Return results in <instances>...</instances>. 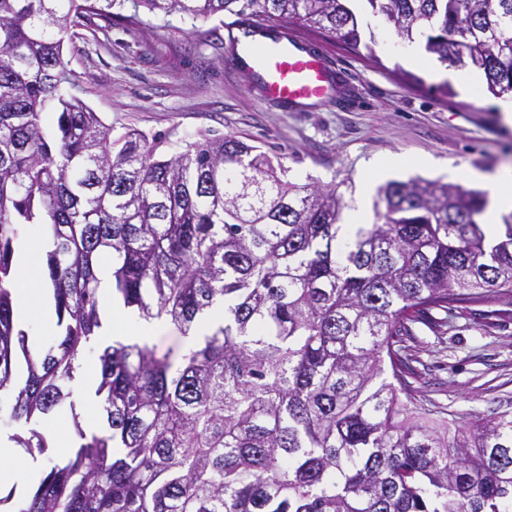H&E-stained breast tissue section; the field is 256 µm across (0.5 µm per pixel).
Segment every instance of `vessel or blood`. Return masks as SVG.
Masks as SVG:
<instances>
[{
  "instance_id": "b4317fda",
  "label": "vessel or blood",
  "mask_w": 512,
  "mask_h": 512,
  "mask_svg": "<svg viewBox=\"0 0 512 512\" xmlns=\"http://www.w3.org/2000/svg\"><path fill=\"white\" fill-rule=\"evenodd\" d=\"M234 49L240 68L258 77L274 100L304 104L322 98L330 87L327 60L315 47L276 38L246 23Z\"/></svg>"
}]
</instances>
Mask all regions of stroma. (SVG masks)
I'll return each instance as SVG.
<instances>
[{
    "instance_id": "1",
    "label": "stroma",
    "mask_w": 512,
    "mask_h": 512,
    "mask_svg": "<svg viewBox=\"0 0 512 512\" xmlns=\"http://www.w3.org/2000/svg\"><path fill=\"white\" fill-rule=\"evenodd\" d=\"M353 9L370 49L354 51L329 37L288 24L290 38L315 45L334 75L332 92L298 112L266 97L232 57L243 16L204 21L174 14L139 30L113 22L107 33L81 27L64 57L79 96L113 132L133 128L174 144L204 135H232L265 144L283 157L298 183L335 187L349 205L373 213L365 194L371 160L398 156L406 168L392 179L448 182V169L492 172L512 166V125L500 99L456 70L436 79L412 62L389 26L363 0ZM406 344L425 366L419 395L459 424L491 411L512 412V300L497 296L458 305L434 332L415 325Z\"/></svg>"
}]
</instances>
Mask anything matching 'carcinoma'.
<instances>
[{
    "label": "carcinoma",
    "mask_w": 512,
    "mask_h": 512,
    "mask_svg": "<svg viewBox=\"0 0 512 512\" xmlns=\"http://www.w3.org/2000/svg\"><path fill=\"white\" fill-rule=\"evenodd\" d=\"M249 11L352 50L349 0H134L206 20ZM126 0H0V413L17 447L70 411L79 438L14 512H512V412L469 426L417 398L404 345L416 324L490 293L512 299V214L486 241V194L390 181L384 209L337 242L336 189L298 185L282 157L238 138L112 135L73 93L64 38ZM397 39L484 75L512 99V0H365ZM464 54H459V48ZM48 241L43 286L59 334L40 357L14 318L16 243ZM139 317L184 336L224 304V324L180 356L102 345L96 390L108 426L75 412L79 360L102 326L99 260Z\"/></svg>",
    "instance_id": "cac0c4a2"
}]
</instances>
